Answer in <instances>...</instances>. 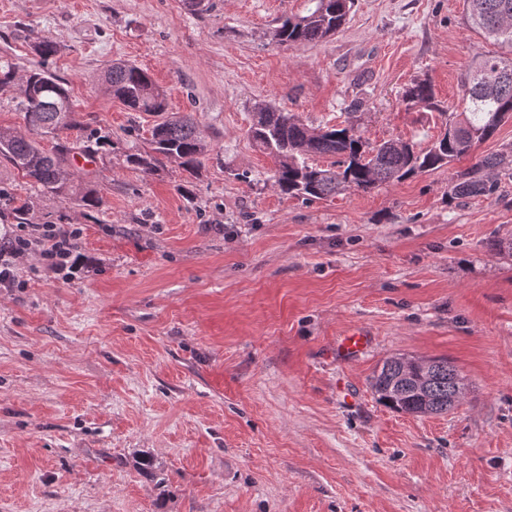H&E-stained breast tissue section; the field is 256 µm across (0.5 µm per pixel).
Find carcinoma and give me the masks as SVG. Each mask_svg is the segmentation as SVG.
Wrapping results in <instances>:
<instances>
[{
    "instance_id": "1",
    "label": "carcinoma",
    "mask_w": 512,
    "mask_h": 512,
    "mask_svg": "<svg viewBox=\"0 0 512 512\" xmlns=\"http://www.w3.org/2000/svg\"><path fill=\"white\" fill-rule=\"evenodd\" d=\"M307 13L285 19L277 28L281 45L319 42L339 31L347 12L344 3L352 0H312ZM471 25L484 38L512 49V0H464ZM33 50L44 63L56 56L60 46L38 37ZM20 78L26 88L17 101L26 125L44 136L75 131L73 145L59 144L52 151L36 141L0 128V159L41 191L61 194L72 190L74 179L68 162L77 150L92 156L100 143L89 133V122L75 110L62 80L40 65L19 72L10 63H0V87ZM112 96L135 112L159 114L168 110L165 95L148 72L124 61L115 62L105 73ZM414 105L438 108L430 83L414 84L405 92ZM460 116H448L445 131L430 146L421 149L406 142L386 141L371 146L352 127L331 125L313 128L288 112L260 105L253 112L248 136L263 153L274 159L269 177L280 193L314 201L336 196L350 189L364 192L393 180L439 169L469 153L491 138L505 118L512 116V59L501 55L480 56L463 81ZM208 143L198 125L187 114L174 113L157 124L148 147L134 145L126 163L145 175L158 171L165 160H174L191 175L198 174L208 153ZM308 155L336 158L332 166L321 168L306 161ZM512 178V157L483 156L457 175L449 199L477 197L495 192L501 178ZM460 385L458 371L446 359L391 357L373 372L371 389L384 406L412 416L448 413Z\"/></svg>"
}]
</instances>
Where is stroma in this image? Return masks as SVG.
<instances>
[{"label":"stroma","instance_id":"stroma-1","mask_svg":"<svg viewBox=\"0 0 512 512\" xmlns=\"http://www.w3.org/2000/svg\"><path fill=\"white\" fill-rule=\"evenodd\" d=\"M309 6L0 0V61L28 68L35 38L58 42L48 66L103 142L71 155L80 188L58 196L0 161V192L26 207L0 212V239L77 227L83 262L67 278L31 253L0 288V512H512V179L448 197L478 157L512 153V120L443 168L311 202L271 186L246 134L265 102L427 147L475 57L503 48L463 0H354L335 36L278 45ZM117 59L193 114L199 177L127 166L157 118L108 93ZM422 80L440 111L404 100ZM354 331L366 347L338 356ZM402 355L448 359L458 407L382 406L369 379Z\"/></svg>","mask_w":512,"mask_h":512}]
</instances>
